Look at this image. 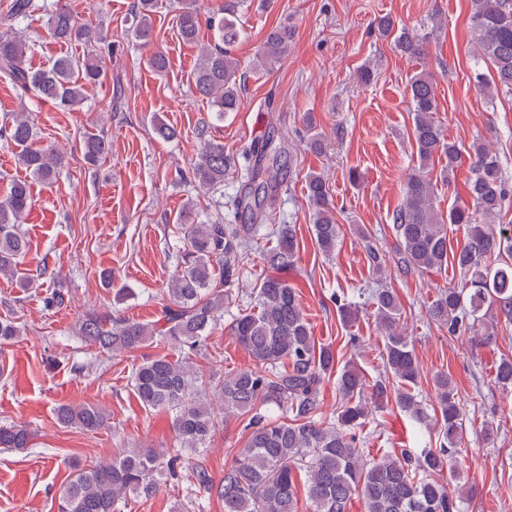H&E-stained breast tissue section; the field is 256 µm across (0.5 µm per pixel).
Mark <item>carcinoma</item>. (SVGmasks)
<instances>
[{"label":"carcinoma","instance_id":"obj_1","mask_svg":"<svg viewBox=\"0 0 512 512\" xmlns=\"http://www.w3.org/2000/svg\"><path fill=\"white\" fill-rule=\"evenodd\" d=\"M45 8L38 0H12L0 17V70L22 93L58 102L72 110L85 100V86L102 74L101 57L89 50L82 57L60 56L47 69L29 64L30 47L16 31L19 21ZM158 0H136L132 35L141 45L153 43V16ZM178 35L182 41L199 45L197 63L189 83L206 100L216 120L240 108V62L234 47L244 37L238 22V0H219L201 16L197 0H179ZM214 31V39L199 43L200 24ZM470 24L479 60L490 63L492 72L475 75L484 95L512 89V0H471ZM51 36L63 42L102 44L99 30L79 23L59 3L48 14ZM378 33L393 39L394 50L408 56L424 55V38L388 18L377 23ZM291 31L281 25L269 31L259 46L255 66L272 70L288 55ZM414 112L412 138L419 161L418 171L405 181L401 204L392 214L398 240L400 267L409 271L440 270L450 264L459 273L461 285L446 288L427 309L430 322L450 337L471 334L477 344L495 340L498 327L512 326V229L492 228V222L512 200L500 157L486 142L476 139L469 148L446 138L435 118L438 104L434 78L422 70L407 85ZM16 148L18 164L41 181L51 180L62 167L64 156L52 144L34 148V127L29 115L14 112L0 128ZM87 160L97 161L110 151V144L89 135L83 141ZM254 157L247 180L232 200L242 223L225 224L216 219L201 222L193 203L182 205L177 223L187 226L183 268L172 276L168 303L154 321L91 313L75 324L77 335L105 353H133L158 342L179 345L177 358L156 355L144 359L132 371V390L141 406L170 413L180 447L129 446L108 460L89 466L75 464L63 486L57 512H115L129 495L151 498L160 485L179 481L183 469L191 470L190 504L217 494L224 512H298V479H303L313 512H349L353 496L361 497L364 512H462L469 489L446 486L433 474L453 467L461 439L464 411L456 397L455 384L446 373L434 376L439 414L435 426L442 441L437 448L416 453L395 448L369 458L357 447L353 430L360 427L376 408L394 399L397 407L416 418L424 416L415 393L420 376L418 359L409 337L399 326L400 303L391 288H377L372 295L375 322L384 338V371L399 385L390 388L383 380L368 381L353 363H346L336 380L341 405L336 420L322 417L321 389L335 368V356L316 344L299 295L288 281L263 277L255 288L254 303L238 314L231 335L248 353L253 366L219 375L220 365L195 362L205 338L224 318L231 303V288L239 279L247 257L246 249L259 225L270 219L269 203L280 190L287 173L288 147L268 139L251 150ZM445 159L441 175L451 182L456 171L469 164L470 207L452 205L448 214L435 205L436 185L428 165L435 157ZM231 167L224 144L200 141L192 171L199 189L214 192L224 186ZM313 210V231L318 248L329 255L336 250L340 225L329 203V185L321 174L306 182ZM32 204L27 181L11 183L0 199V275L15 280L21 288L32 281L19 270L28 251L20 229ZM466 226L467 241L448 252V225ZM276 245L263 254L273 268L294 264L297 235L291 224L276 230ZM342 321H356L358 309L351 308L345 295H332ZM22 333L9 318H0V344ZM495 383L512 390V356L501 357ZM275 407L281 416L269 421L266 413ZM248 418V438L239 449L235 464L214 482L205 452L223 416ZM57 422L64 428L96 432L109 419L97 405L61 404ZM33 432L24 425L0 426V448L24 450L32 446Z\"/></svg>","mask_w":512,"mask_h":512}]
</instances>
